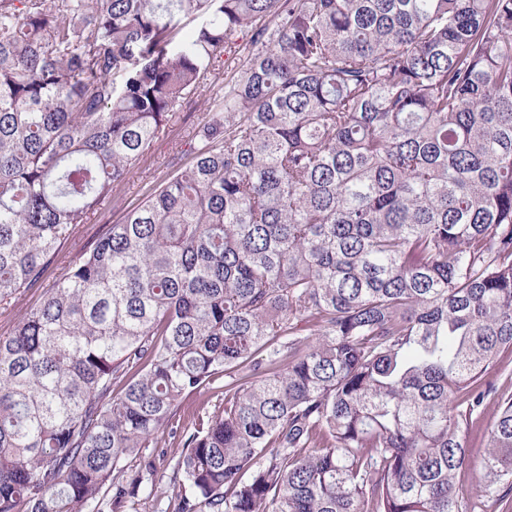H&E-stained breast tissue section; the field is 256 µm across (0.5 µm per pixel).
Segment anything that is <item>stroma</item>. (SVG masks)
Returning a JSON list of instances; mask_svg holds the SVG:
<instances>
[{
  "label": "stroma",
  "instance_id": "stroma-1",
  "mask_svg": "<svg viewBox=\"0 0 512 512\" xmlns=\"http://www.w3.org/2000/svg\"><path fill=\"white\" fill-rule=\"evenodd\" d=\"M209 110L208 97L203 94L193 98L176 112L171 122L169 137L156 141L141 162L119 185L120 205L103 206L90 214L84 223L74 225L62 247L58 261L48 267L42 287L27 289L9 305H0V336L7 335L20 319L38 305L44 288L51 286L62 276L67 261L81 252L93 249L108 234L111 225L122 218L125 208L142 202L150 186L166 175L167 161L184 147L193 128L202 121Z\"/></svg>",
  "mask_w": 512,
  "mask_h": 512
}]
</instances>
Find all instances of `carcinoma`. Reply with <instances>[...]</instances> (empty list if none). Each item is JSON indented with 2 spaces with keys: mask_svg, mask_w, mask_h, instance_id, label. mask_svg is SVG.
<instances>
[{
  "mask_svg": "<svg viewBox=\"0 0 512 512\" xmlns=\"http://www.w3.org/2000/svg\"><path fill=\"white\" fill-rule=\"evenodd\" d=\"M206 86L0 336V512H138L165 434L174 512H512V0H0V303ZM209 97L208 91L203 92V95L195 96L176 112L171 122L169 137L156 141L141 162L119 185L117 193L121 197L120 205L103 206L90 214L84 223L74 224L69 238L62 247L61 257L48 267L44 275V288L27 289L9 305L0 304V336L7 335L20 319L38 305L45 288L51 286L64 273L67 261L81 252L93 249L108 234L111 224H115L122 218L124 210L140 204L150 186L166 175L168 171L166 161L177 151L184 149L193 128L202 121L207 112H210ZM512 374V351L504 352L499 358L498 364L488 374L487 379L495 381L497 386L496 399L500 397L512 396V380L505 381L507 374ZM492 402L487 406L484 413L474 417L467 437L469 453L477 461L480 460L486 448V430L495 412V404Z\"/></svg>",
  "mask_w": 512,
  "mask_h": 512,
  "instance_id": "1",
  "label": "carcinoma"
}]
</instances>
